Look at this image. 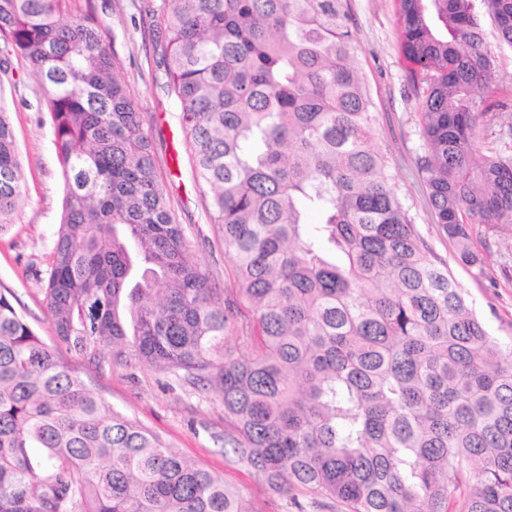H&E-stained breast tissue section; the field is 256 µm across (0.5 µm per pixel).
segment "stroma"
Returning a JSON list of instances; mask_svg holds the SVG:
<instances>
[{
  "instance_id": "35a3bbf8",
  "label": "stroma",
  "mask_w": 512,
  "mask_h": 512,
  "mask_svg": "<svg viewBox=\"0 0 512 512\" xmlns=\"http://www.w3.org/2000/svg\"><path fill=\"white\" fill-rule=\"evenodd\" d=\"M140 5V0H74L72 12L78 15L90 10L101 20L103 38L116 54V73L126 81L152 134L155 164L169 192L174 217L189 240V259L209 275L216 288L236 298L235 317L225 343L247 356L253 350L247 337L256 324L255 315L251 305L237 295L234 265L207 217L206 189L193 170L177 101L154 80V22L141 13ZM396 5L397 0L347 3L359 67L373 102L374 138L387 152L398 193L428 247L448 263L490 333L507 347L512 345V230L474 226L472 248L484 260L480 270L457 263L453 246L440 232L418 170L423 153L420 114L410 65L399 49ZM0 100L11 112L25 177V201L13 223L0 231V289L13 293L14 305L51 344L55 337L42 280L60 221L63 179L48 102L30 68L17 60L0 76ZM60 358L89 378L109 404L137 417L180 455L237 488L253 512H286L282 497L271 494L260 477L225 458L223 448L217 445V436L223 435L227 426L217 394L169 386L162 372L137 364L98 369L67 352Z\"/></svg>"
}]
</instances>
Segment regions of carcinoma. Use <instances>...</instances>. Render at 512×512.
<instances>
[{"instance_id": "cac0c4a2", "label": "carcinoma", "mask_w": 512, "mask_h": 512, "mask_svg": "<svg viewBox=\"0 0 512 512\" xmlns=\"http://www.w3.org/2000/svg\"><path fill=\"white\" fill-rule=\"evenodd\" d=\"M74 0H0V71L25 61L50 106L63 176L48 346L0 291V512H251L241 493L112 408L63 366L134 359L215 390L224 455L294 504L339 512H512V348L438 261L374 142L345 0H161L155 79L180 107L206 211L256 314L187 257L154 147L111 47ZM512 48V0H399L430 204L458 263L473 225L512 227V104L480 15ZM498 110L496 147L480 151ZM23 199L0 105V224ZM316 222H309V216ZM499 69L495 78L484 89L487 102L502 99L507 96L511 98L512 90V49L503 48L498 53Z\"/></svg>"}]
</instances>
